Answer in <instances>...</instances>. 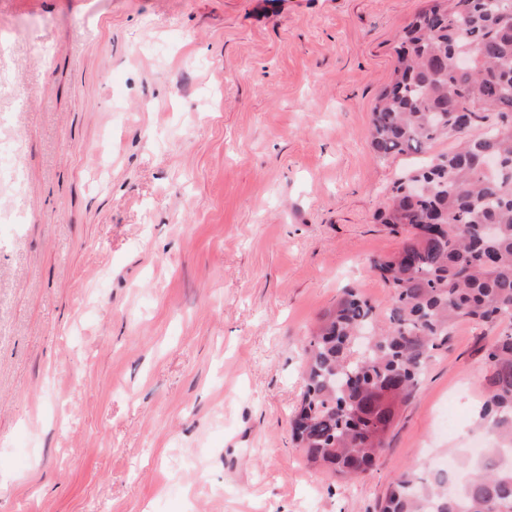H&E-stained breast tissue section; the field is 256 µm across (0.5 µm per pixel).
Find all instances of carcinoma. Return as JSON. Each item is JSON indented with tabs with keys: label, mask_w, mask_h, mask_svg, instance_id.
<instances>
[{
	"label": "carcinoma",
	"mask_w": 512,
	"mask_h": 512,
	"mask_svg": "<svg viewBox=\"0 0 512 512\" xmlns=\"http://www.w3.org/2000/svg\"><path fill=\"white\" fill-rule=\"evenodd\" d=\"M404 28L398 65L372 109L381 157L458 145L400 178L377 215L401 248L372 267L390 291L385 319L346 288L306 337L304 389L292 439L313 465L348 479L373 467L401 408L454 325L512 318V19L501 0H431ZM496 115L487 132L471 130ZM491 225L487 240L483 227ZM477 424L495 443L448 491V471L410 466L381 512H512V332L486 353Z\"/></svg>",
	"instance_id": "cac0c4a2"
}]
</instances>
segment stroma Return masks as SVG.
<instances>
[{
  "mask_svg": "<svg viewBox=\"0 0 512 512\" xmlns=\"http://www.w3.org/2000/svg\"><path fill=\"white\" fill-rule=\"evenodd\" d=\"M429 4L0 0V512H380L471 446L507 320L456 325L365 478L291 432L320 314L389 304L374 216L425 157L366 132ZM20 172L18 147L0 142V179L15 181L18 179Z\"/></svg>",
  "mask_w": 512,
  "mask_h": 512,
  "instance_id": "stroma-1",
  "label": "stroma"
}]
</instances>
